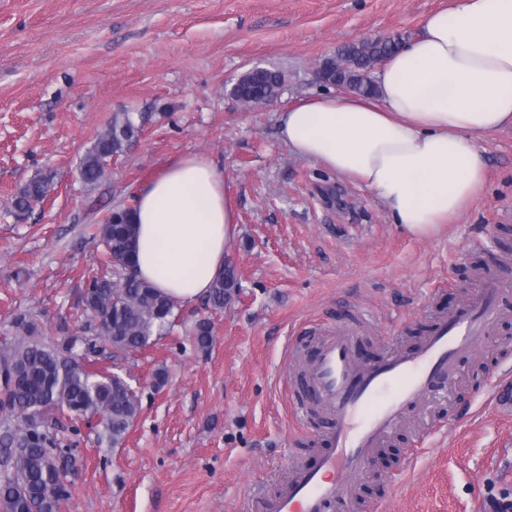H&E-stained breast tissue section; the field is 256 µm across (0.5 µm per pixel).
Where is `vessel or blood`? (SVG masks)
Wrapping results in <instances>:
<instances>
[{"mask_svg":"<svg viewBox=\"0 0 512 512\" xmlns=\"http://www.w3.org/2000/svg\"><path fill=\"white\" fill-rule=\"evenodd\" d=\"M511 291V278L480 276L419 346L372 364L357 360L351 331H327L304 369L305 386L329 422L326 452L315 469L296 470L265 512H326L368 469L406 411L452 382L461 359L493 335L503 317L499 299Z\"/></svg>","mask_w":512,"mask_h":512,"instance_id":"obj_1","label":"vessel or blood"}]
</instances>
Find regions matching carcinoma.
Here are the masks:
<instances>
[{"label":"carcinoma","instance_id":"carcinoma-1","mask_svg":"<svg viewBox=\"0 0 512 512\" xmlns=\"http://www.w3.org/2000/svg\"><path fill=\"white\" fill-rule=\"evenodd\" d=\"M396 43L363 39L345 44L326 59L319 74L341 82L351 91L374 96L370 74L394 54ZM285 75L276 70H250L235 84V94L250 106L275 100ZM138 126L127 113L112 117L79 164V176L90 186L106 177L109 160L119 157L137 137ZM51 185L35 176L11 200L10 213L23 220L49 194ZM131 205L109 210L96 237L105 261L101 272L87 280L81 296L92 335L70 334L44 342L34 324L20 313L14 318L16 336L0 345V502L9 512H62L71 496L66 480L75 470L77 441L58 437L60 420L82 421L95 430L98 445L122 443L140 412L138 395L118 374L92 370L91 356L100 342L124 353L142 350L173 326L179 304L130 273L136 235ZM239 292L234 265L229 264L207 294V304L222 309ZM194 347L208 352L213 345L209 319L193 322Z\"/></svg>","mask_w":512,"mask_h":512}]
</instances>
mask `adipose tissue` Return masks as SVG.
<instances>
[{"instance_id": "1", "label": "adipose tissue", "mask_w": 512, "mask_h": 512, "mask_svg": "<svg viewBox=\"0 0 512 512\" xmlns=\"http://www.w3.org/2000/svg\"><path fill=\"white\" fill-rule=\"evenodd\" d=\"M376 97L312 95L282 144L370 190L409 233L452 223L485 189L479 135L512 128V0H451L375 74ZM133 271L183 305L223 271L238 213L209 157L170 158L136 188Z\"/></svg>"}]
</instances>
